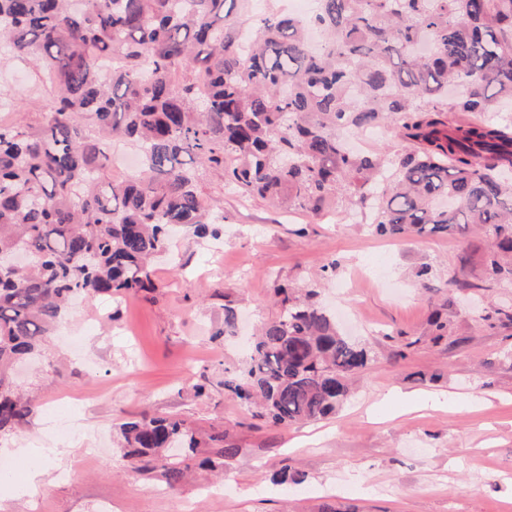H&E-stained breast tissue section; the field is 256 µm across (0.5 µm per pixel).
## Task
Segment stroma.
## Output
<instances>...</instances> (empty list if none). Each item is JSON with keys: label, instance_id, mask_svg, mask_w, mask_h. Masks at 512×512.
<instances>
[{"label": "stroma", "instance_id": "1", "mask_svg": "<svg viewBox=\"0 0 512 512\" xmlns=\"http://www.w3.org/2000/svg\"><path fill=\"white\" fill-rule=\"evenodd\" d=\"M0 88L27 122L54 93L6 52ZM203 190L224 197L218 240L175 230L152 290L76 302L41 362L18 374L38 402L0 437V459L38 462L45 485L1 500L0 512H507L512 279L490 271L488 238L381 236L357 211L329 222L221 190L214 177ZM331 260L335 272H322ZM277 284L314 290L374 356L349 401L305 425L270 426L224 387L276 313ZM228 307L234 336L224 333ZM436 313L448 320L438 341ZM141 413L179 417L237 453L168 488L124 466L119 426ZM285 461L304 483H272Z\"/></svg>", "mask_w": 512, "mask_h": 512}]
</instances>
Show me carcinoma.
<instances>
[{"instance_id":"carcinoma-1","label":"carcinoma","mask_w":512,"mask_h":512,"mask_svg":"<svg viewBox=\"0 0 512 512\" xmlns=\"http://www.w3.org/2000/svg\"><path fill=\"white\" fill-rule=\"evenodd\" d=\"M252 0H0V48L55 84L33 123L0 117V436L32 412L15 369L39 355L70 301L152 285L169 229L224 223L214 174L249 198L319 216L334 201L380 234L481 230L512 276V129L447 112L512 101V0H315L244 26ZM112 69H106V64ZM206 73L200 97L195 77ZM383 120L410 149L384 167L340 137ZM139 171L108 180L112 143ZM247 366L224 380L275 426L319 420L350 396L371 351L286 286ZM123 458L174 489L204 439L146 413L120 425ZM237 448H214L215 471ZM278 486L304 476L284 464Z\"/></svg>"}]
</instances>
